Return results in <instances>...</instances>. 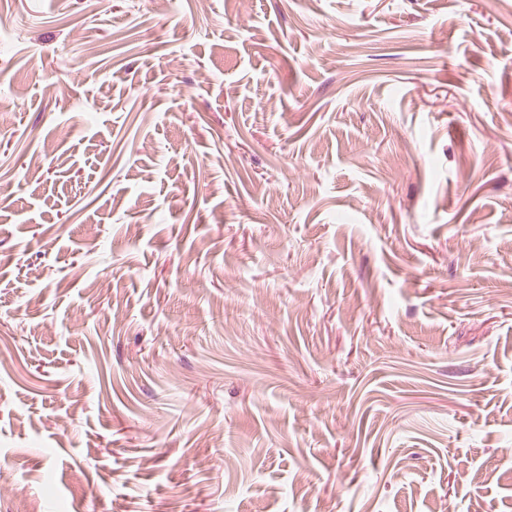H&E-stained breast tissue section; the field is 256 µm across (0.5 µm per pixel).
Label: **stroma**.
Returning <instances> with one entry per match:
<instances>
[{"label": "stroma", "mask_w": 512, "mask_h": 512, "mask_svg": "<svg viewBox=\"0 0 512 512\" xmlns=\"http://www.w3.org/2000/svg\"><path fill=\"white\" fill-rule=\"evenodd\" d=\"M0 512H512V0H0Z\"/></svg>", "instance_id": "stroma-1"}]
</instances>
